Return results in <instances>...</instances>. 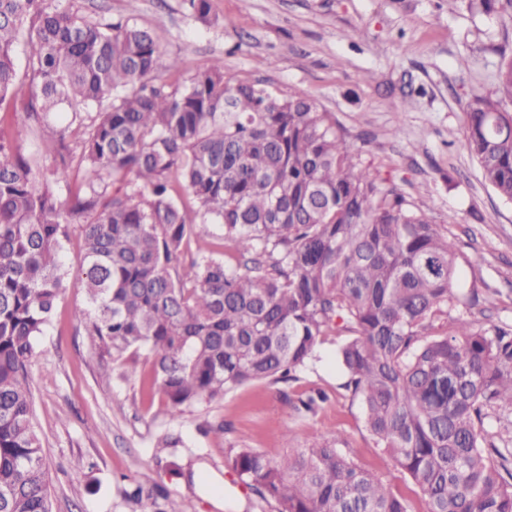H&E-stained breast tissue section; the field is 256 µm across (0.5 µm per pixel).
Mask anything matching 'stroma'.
Returning a JSON list of instances; mask_svg holds the SVG:
<instances>
[{
	"label": "stroma",
	"mask_w": 512,
	"mask_h": 512,
	"mask_svg": "<svg viewBox=\"0 0 512 512\" xmlns=\"http://www.w3.org/2000/svg\"><path fill=\"white\" fill-rule=\"evenodd\" d=\"M71 3L91 19L150 30L180 58V79L220 59L237 78L308 94L383 185L454 241L461 293H497L495 318L512 323V204L483 182L463 124L471 94L494 90L501 60L512 57V20L471 11L467 0H212L208 26L183 0H59ZM84 303L81 289L66 290L28 363L52 512H142L128 497L138 485L165 487L183 512H275L233 483L228 446L276 460L336 430L356 463L410 512H424L421 490L376 447L358 401L336 387L339 337L326 338L297 382H256L173 418L149 388L146 352L109 360L72 321ZM318 388L328 402L297 417L292 400ZM166 435L178 446L160 447ZM169 461L191 479L170 478Z\"/></svg>",
	"instance_id": "1"
}]
</instances>
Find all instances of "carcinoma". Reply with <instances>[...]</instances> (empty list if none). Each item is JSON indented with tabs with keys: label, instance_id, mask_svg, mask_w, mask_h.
I'll use <instances>...</instances> for the list:
<instances>
[{
	"label": "carcinoma",
	"instance_id": "1",
	"mask_svg": "<svg viewBox=\"0 0 512 512\" xmlns=\"http://www.w3.org/2000/svg\"><path fill=\"white\" fill-rule=\"evenodd\" d=\"M184 5L212 22L211 0ZM469 7L512 18V0ZM21 39L32 50L19 99ZM163 69L179 62L145 28L0 0V512H52L27 364L71 283L86 296L73 318L103 354L147 350L173 418L247 384L297 381L325 337H345L338 388L427 512H512V325L448 319L465 303L448 234L382 188L307 94L237 80L221 60L182 82H156ZM463 116L484 182L512 204V58ZM33 127L54 154L40 179L10 138ZM75 161L85 176L62 203L55 186ZM211 224L222 259L203 245ZM327 399L317 389L294 410L314 416ZM342 445L336 430L278 460L227 456L276 512H408ZM132 496L182 512L156 487Z\"/></svg>",
	"mask_w": 512,
	"mask_h": 512
}]
</instances>
